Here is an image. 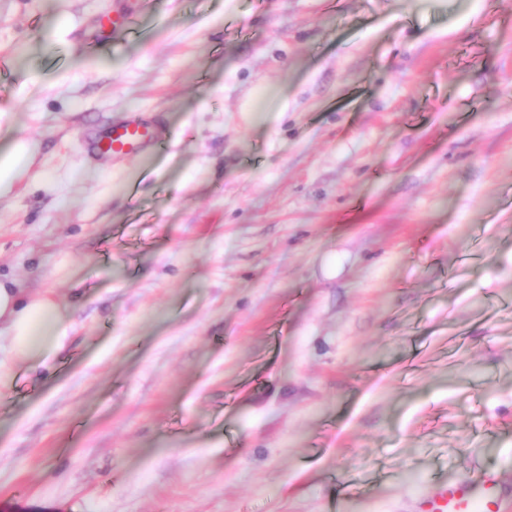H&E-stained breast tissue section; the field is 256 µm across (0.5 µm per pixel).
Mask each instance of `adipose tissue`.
I'll use <instances>...</instances> for the list:
<instances>
[{
  "instance_id": "adipose-tissue-1",
  "label": "adipose tissue",
  "mask_w": 512,
  "mask_h": 512,
  "mask_svg": "<svg viewBox=\"0 0 512 512\" xmlns=\"http://www.w3.org/2000/svg\"><path fill=\"white\" fill-rule=\"evenodd\" d=\"M69 328L68 313L54 298L32 296L16 282L0 279V336L11 356L10 362L0 361V387L12 378V362L45 364L63 346Z\"/></svg>"
}]
</instances>
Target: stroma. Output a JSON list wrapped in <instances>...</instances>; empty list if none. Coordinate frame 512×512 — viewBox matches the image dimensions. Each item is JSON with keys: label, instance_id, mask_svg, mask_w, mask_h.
<instances>
[{"label": "stroma", "instance_id": "35a3bbf8", "mask_svg": "<svg viewBox=\"0 0 512 512\" xmlns=\"http://www.w3.org/2000/svg\"><path fill=\"white\" fill-rule=\"evenodd\" d=\"M112 2L0 0V276L74 322L0 388V512L512 482V0ZM127 112L169 139L89 156ZM30 160V149L23 140L12 138L0 150V197L12 189L15 179L25 170Z\"/></svg>", "mask_w": 512, "mask_h": 512}]
</instances>
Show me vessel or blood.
<instances>
[{
    "label": "vessel or blood",
    "instance_id": "b4317fda",
    "mask_svg": "<svg viewBox=\"0 0 512 512\" xmlns=\"http://www.w3.org/2000/svg\"><path fill=\"white\" fill-rule=\"evenodd\" d=\"M166 137L158 126L129 114L107 127L90 150L116 159L137 157L153 150ZM510 495L511 484L483 472L442 487L425 498L421 507L423 512H498L502 500Z\"/></svg>",
    "mask_w": 512,
    "mask_h": 512
}]
</instances>
